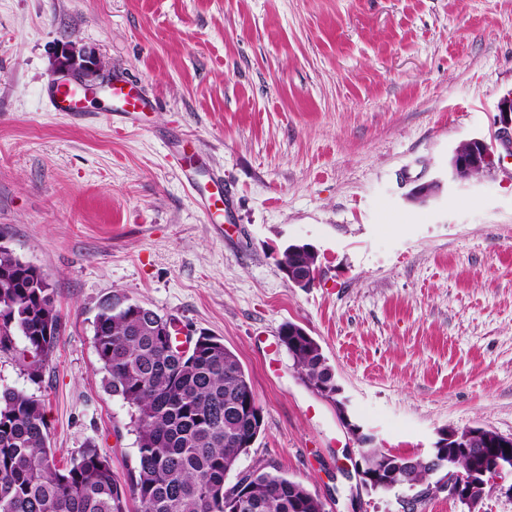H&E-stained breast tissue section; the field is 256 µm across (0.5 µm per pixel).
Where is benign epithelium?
Listing matches in <instances>:
<instances>
[{
  "instance_id": "7a95c632",
  "label": "benign epithelium",
  "mask_w": 512,
  "mask_h": 512,
  "mask_svg": "<svg viewBox=\"0 0 512 512\" xmlns=\"http://www.w3.org/2000/svg\"><path fill=\"white\" fill-rule=\"evenodd\" d=\"M59 70L62 73L75 72L77 74H88L99 71L103 64L100 60L85 55H77L70 49L64 48L58 58ZM500 122L503 125L502 140L503 146L512 154V94L502 98L498 103ZM493 167L494 153L489 145L480 139H471L458 146L454 152V158L450 163V178L453 181H464L472 176L474 172L483 166ZM282 270L288 281L299 288H308L313 285L320 274V266H284ZM155 332L162 340H170L177 345V348L185 353H190L196 340L191 338L182 344L177 343L183 330L179 322L168 317L155 325ZM349 430L358 445L357 456L351 458L353 468L359 479L361 487L369 491L378 484H389L398 491L403 512H417L416 504L427 498L441 493L448 494V497L464 506H469L475 501H482L486 488L508 469V464L500 461L479 473L464 476L453 469L444 468L443 454L439 452L438 446L412 454H401L399 458L402 463L395 469L388 468L387 463H382L376 468L369 469L364 465V448L372 442V437L363 433L358 425H348ZM494 438L495 443L503 448L512 447V437L496 434L494 436L483 427H472L467 429L464 435L453 433L450 439L458 440V445L466 452L482 444L489 443V438ZM426 459L431 473L437 475L435 483L418 488L406 486V471L413 468L416 459Z\"/></svg>"
}]
</instances>
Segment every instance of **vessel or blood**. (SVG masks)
<instances>
[{
	"label": "vessel or blood",
	"instance_id": "1",
	"mask_svg": "<svg viewBox=\"0 0 512 512\" xmlns=\"http://www.w3.org/2000/svg\"><path fill=\"white\" fill-rule=\"evenodd\" d=\"M97 93L106 97L107 112L129 118L134 123L140 122L145 113L155 108L154 99L140 85L122 76L112 77L97 89L78 81L60 79L49 80L45 87L52 111L74 115L87 112L90 98ZM198 203L205 212L220 217L231 208L232 196L221 191L205 192L200 194Z\"/></svg>",
	"mask_w": 512,
	"mask_h": 512
}]
</instances>
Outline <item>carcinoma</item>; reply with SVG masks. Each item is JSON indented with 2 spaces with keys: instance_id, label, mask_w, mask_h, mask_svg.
<instances>
[{
  "instance_id": "carcinoma-1",
  "label": "carcinoma",
  "mask_w": 512,
  "mask_h": 512,
  "mask_svg": "<svg viewBox=\"0 0 512 512\" xmlns=\"http://www.w3.org/2000/svg\"><path fill=\"white\" fill-rule=\"evenodd\" d=\"M19 283L0 291V349L10 336L26 341L22 359L37 377L51 360L62 327L53 288L45 274L11 252H0V270ZM160 314L116 298L94 322V348L112 395L137 412L138 455L127 483L120 485L108 460L89 441L60 469L50 445L40 400L12 388L0 389V512H321L318 497L301 483L259 466L248 476V495L225 494L226 478L257 433L241 410L255 397L238 358L208 335L185 355L155 334ZM306 383L334 394L333 368L306 336L283 339ZM434 482L419 461L409 485Z\"/></svg>"
}]
</instances>
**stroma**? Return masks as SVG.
<instances>
[{"instance_id": "35a3bbf8", "label": "stroma", "mask_w": 512, "mask_h": 512, "mask_svg": "<svg viewBox=\"0 0 512 512\" xmlns=\"http://www.w3.org/2000/svg\"><path fill=\"white\" fill-rule=\"evenodd\" d=\"M66 47L103 61L92 84L140 82L154 111L136 125L107 122L102 98L50 111ZM510 93L512 0H0V242L47 274L63 322L38 377L14 335L0 387L42 400L58 467L91 441L125 482L136 411L105 388L93 335L126 297L218 336L249 376L263 425L227 484L261 464L326 512H401L360 487L353 436L279 331L318 341L376 447L512 436ZM184 137L204 156L190 177ZM473 138L494 166L449 182ZM215 173L233 195L220 225L195 200ZM290 243L318 254L311 287L281 270ZM449 434L450 430L448 429L449 440L458 439V446H461L460 448H463L468 454H470L472 448H478L476 447L477 445L488 444L491 435L483 427L469 428L462 436H459L457 432L453 433L450 437Z\"/></svg>"}]
</instances>
